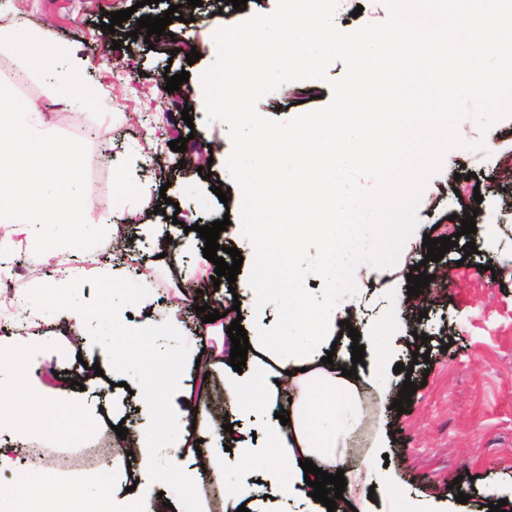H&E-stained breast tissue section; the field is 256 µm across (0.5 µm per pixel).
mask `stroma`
<instances>
[{
    "instance_id": "35a3bbf8",
    "label": "stroma",
    "mask_w": 512,
    "mask_h": 512,
    "mask_svg": "<svg viewBox=\"0 0 512 512\" xmlns=\"http://www.w3.org/2000/svg\"><path fill=\"white\" fill-rule=\"evenodd\" d=\"M137 0H0V27L24 23L38 30L48 45L65 44L81 62L86 81L98 90L92 104L76 106L48 98L43 81L20 77L19 69L7 54H0V83L13 85L20 107L39 113L53 126L57 138L76 148L82 160V189L95 200L97 214L111 222L127 225L132 251L144 277L123 274L117 288H101L93 274H86L82 287L69 294L51 288L55 272L65 260L63 253L49 248L38 250L21 242L12 258L0 266V282L14 286L10 303L0 304V337H32L53 343L59 333L76 331L78 338L65 351L55 354L40 369L42 378L58 385V373L83 383V391L67 408L48 412V424L32 427L28 415H21L18 430L0 436V445L15 448L36 445L52 454L63 455V465L47 471L57 478L82 486L86 498L97 502L101 512L112 505V491L140 480V472L114 471V456L123 454L113 425L123 424L128 439L153 428L151 416L139 404L143 392H151L164 402L166 390L148 385L147 380L166 364L169 355L180 350L178 342L153 337L134 341L114 335L106 313L108 306L123 307L133 317L151 316L161 320L171 311V296L189 304L183 294V275L202 265L204 239L185 232V225H209L230 219L241 221L242 192L233 180L227 160L232 145L229 128L221 121H208L195 109L189 83L169 104L170 117L154 119L164 74L189 71L198 75L216 59L214 32L236 25L254 15L272 13L277 0H248L245 10H234L226 0H203L202 6H184L190 23L172 21L169 39L147 45L131 40L138 17L163 15L167 0L137 7ZM136 8L135 17L122 22L115 32L102 29L104 12ZM388 10L382 0H338L333 20L342 30L386 20ZM122 49H112L113 40ZM191 43L200 55L188 64L183 43ZM332 90L320 82L314 97L303 98L299 82L280 85L262 97L257 109L264 116L285 122L301 112L326 106ZM192 106L193 122L185 124L181 112ZM68 113L67 123H58L57 113ZM461 146L449 149L440 171L433 174L423 191L418 209V228L405 242L398 261L388 268L365 264L355 277L357 292L347 298L348 318L365 340L383 337L393 362L409 364L412 375L391 374L393 384L405 380L417 383L406 413H398L386 399L365 392L360 415L351 434L357 440L359 464L397 475L405 497L432 503L440 512H489L501 499L512 500V117L497 121L488 131H480L473 117L458 125ZM192 136L194 144L212 149L209 178L197 171L180 168L179 155L169 149L170 141ZM162 147V160L148 166L130 164L129 157L141 154L143 143ZM484 151H477V144ZM475 180H468V173ZM152 182L162 187L178 210L153 214L143 208L132 191L134 185ZM229 188V202L213 194L216 184ZM476 212L474 236L461 235L460 215ZM181 223H174V216ZM457 236L458 244L437 262L426 261L424 237ZM474 241L477 251L464 254L463 244ZM47 266L41 280L28 279L30 264ZM441 275L445 287L429 299L412 297L402 301L405 310L393 320V300L398 290L407 288L406 274L415 265ZM150 283L148 304L136 298L140 280ZM93 310L94 316L79 328H71L66 305ZM426 335L429 360L412 363L416 335ZM116 347L135 353L140 363L127 373L125 386L113 385L111 375L99 376L92 363L100 359V347ZM223 365H211L208 372L189 365L181 373L183 384L207 379L212 402L205 411L190 410L189 423L201 438L199 451L183 453L177 460L159 459L154 469L161 479L159 488L168 497L173 512H181L186 494L205 502L209 512H226L231 505L229 487L241 482H257L261 463L226 461L223 445L224 419L231 417L224 399ZM232 418V417H231ZM386 432L387 449L374 447L377 432ZM224 470L221 484L202 482L186 490L177 471L194 468ZM467 493L466 503L456 500Z\"/></svg>"
}]
</instances>
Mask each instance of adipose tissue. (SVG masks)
<instances>
[{"instance_id": "obj_1", "label": "adipose tissue", "mask_w": 512, "mask_h": 512, "mask_svg": "<svg viewBox=\"0 0 512 512\" xmlns=\"http://www.w3.org/2000/svg\"><path fill=\"white\" fill-rule=\"evenodd\" d=\"M0 47L25 64L28 72L50 75L45 93L69 102L87 103L96 90L81 79L79 65L59 69L58 62L69 55L64 46L47 47L38 31L24 25L0 28ZM81 168L73 147L62 144L55 131L36 113L19 108L12 91L0 87V224L7 225V235L0 237V258L8 255L17 241L61 242V230L70 224L87 223L92 214L91 202L80 190ZM112 328L130 339L152 336L178 338L182 326L176 315L164 321L128 319L124 310L109 308ZM51 353L36 341L21 342L0 338V395L16 384H23L32 406L45 411L69 403L66 394L48 388L35 372ZM332 365L320 359L308 362L306 371H297L295 363L271 366L269 356L257 348L247 352L243 372L224 377V392L229 406L242 416L256 408L267 414L264 445L267 454L236 442L225 433L224 443L233 449L236 461L249 463L263 459L270 493L307 497L310 487L304 480L302 460L309 459L328 473L343 471L348 485L374 487L379 500L389 512H428L427 508L400 492L396 475L380 476L344 467L342 450L358 416V402L364 388L387 394L389 350L383 341H374L367 366L356 368V377L343 376L342 366L351 358L335 353ZM294 388L297 397L286 400L282 392ZM186 392L169 388L165 405H157L151 394H144L143 410L157 416L158 428L137 438L133 452L146 477L135 500L113 498L112 512H167L150 476L158 455H177L191 444L187 428V409L180 403ZM285 410L287 423H280L275 413Z\"/></svg>"}]
</instances>
